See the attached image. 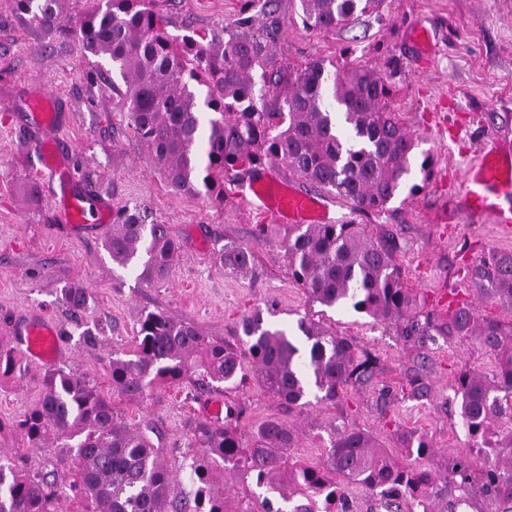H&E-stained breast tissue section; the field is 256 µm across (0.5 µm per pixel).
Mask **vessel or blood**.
Wrapping results in <instances>:
<instances>
[{
    "instance_id": "vessel-or-blood-1",
    "label": "vessel or blood",
    "mask_w": 512,
    "mask_h": 512,
    "mask_svg": "<svg viewBox=\"0 0 512 512\" xmlns=\"http://www.w3.org/2000/svg\"><path fill=\"white\" fill-rule=\"evenodd\" d=\"M274 175L262 170L246 180L243 193L256 210L274 217L280 224H304L313 210H320V223H327L328 213L322 212L321 197L303 192H282L273 187ZM465 199L470 212L486 215L493 223L508 226L512 223V158L500 155L499 140L486 142L480 156L465 175ZM16 333L24 354L30 360L52 363L60 351L59 333L55 325L41 317L21 320Z\"/></svg>"
}]
</instances>
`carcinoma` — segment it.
Segmentation results:
<instances>
[{"mask_svg":"<svg viewBox=\"0 0 512 512\" xmlns=\"http://www.w3.org/2000/svg\"><path fill=\"white\" fill-rule=\"evenodd\" d=\"M306 25L345 26L376 10L379 0H298ZM16 13L42 29H74L85 50L112 62L104 72L119 92L127 125L173 195L224 202V177L242 167L277 160L310 184L332 190L361 212H381L410 172L416 139L391 107V86L368 66L315 60L297 69H267V38L250 29L207 45L170 35L151 0H106L73 21L65 0H15ZM273 92V108L258 107L256 93ZM104 248L116 265L143 285L168 280L181 241L166 224H148L125 210ZM288 274L309 301L349 307L424 344L432 324L420 319L421 299L409 288L382 231L359 224H310L284 242ZM224 271L255 274L251 247L228 241L215 250ZM480 297L512 310V253L491 252L468 270ZM59 299L74 314L89 306L73 281ZM444 335L473 340L498 361L489 378L478 370L457 375L458 415L479 452L493 461L473 470L471 453L448 460L441 472L419 460L429 441L398 433L400 454L380 447L372 433L332 429L324 458H295L297 430L268 420L250 437L239 430V411L224 403V417L187 419V486L147 430L130 424L88 374L59 365L47 371L38 403L13 428L27 447L52 454L29 466L0 450V512H60L68 500L81 512H348V487L359 485L387 500L392 512H434L456 492L472 490L512 512V321L481 318L467 302L448 314ZM240 344L209 339L193 323L163 310L140 320L133 347L112 357V393L144 399L160 386L189 382L197 393L215 383L233 389L251 374L288 409L316 400L337 406L350 385L369 381L377 360L353 341L309 315L290 332L257 310L239 321ZM412 459L404 463L399 457ZM229 474L260 493L234 500L215 490Z\"/></svg>","mask_w":512,"mask_h":512,"instance_id":"obj_1","label":"carcinoma"}]
</instances>
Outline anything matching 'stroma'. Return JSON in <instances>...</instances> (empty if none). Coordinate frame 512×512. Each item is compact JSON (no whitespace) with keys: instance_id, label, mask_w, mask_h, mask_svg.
Returning a JSON list of instances; mask_svg holds the SVG:
<instances>
[{"instance_id":"stroma-1","label":"stroma","mask_w":512,"mask_h":512,"mask_svg":"<svg viewBox=\"0 0 512 512\" xmlns=\"http://www.w3.org/2000/svg\"><path fill=\"white\" fill-rule=\"evenodd\" d=\"M153 7L177 37L221 41L245 27L267 30L268 54L283 68L322 59L383 73L394 110L417 139L415 158L428 160L430 169L413 168L416 192H402L380 213L356 211L326 190L322 199L335 223L393 233L406 282L436 322L448 318L438 304L443 295L470 303L479 316L512 319L511 310L478 298L465 278L467 266L488 252H512V234L468 213L463 198L464 169L488 135L512 148V0H381L375 13L328 31L304 25L297 0H154ZM419 22L436 38L421 69L410 61L411 32ZM37 93L51 98L61 120L65 193L95 206L87 224L66 223L40 185L44 156L36 129L24 124L25 104ZM245 177L240 171L225 182L220 205L201 195H172L123 122L119 96L97 75L94 56L75 32L27 25L15 14L13 0H0V348L17 349L18 319L44 317L58 327L60 362L95 376L106 390L112 355L129 349L147 311L167 310L208 338L230 343L241 316L254 308L272 309V322L281 326L314 313L288 273L282 248L288 225L250 209L239 193ZM29 184L37 185L36 198L24 195ZM126 208L144 212L148 223L169 225L182 242L160 287L141 286L102 247L117 213ZM226 241L254 246L258 278L225 273L215 263L214 245ZM70 281L81 282L90 295L88 309L77 316L57 301ZM323 322L378 360L373 378L348 387L341 407L314 403L290 411L251 377L236 390L214 388L197 400L186 383L159 387L138 401L116 395L112 402L128 422L156 434L174 471L186 451L187 416H207L210 402L223 397L240 410L244 433L271 419L293 424L299 434L294 454L307 462L322 459L330 430L339 423L368 430L393 449L398 431L422 433L434 449V464L471 448L452 386L465 369L495 375L493 355L463 338L440 336L422 346L400 336L395 325L350 309L327 311ZM90 328L95 336H87ZM46 371V365L24 357L18 372L0 377L1 424L12 425L38 402ZM415 374L429 387L426 397L410 393L408 380Z\"/></svg>"}]
</instances>
